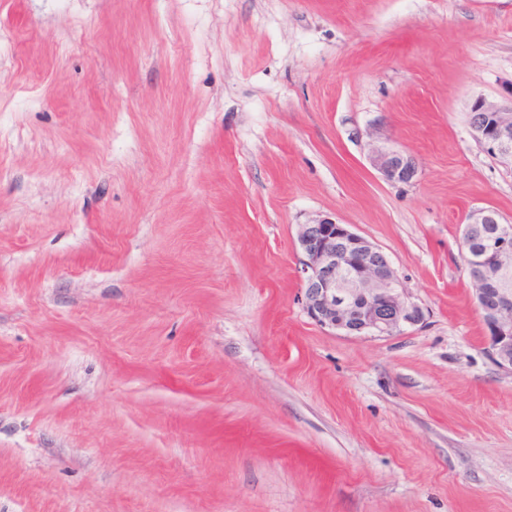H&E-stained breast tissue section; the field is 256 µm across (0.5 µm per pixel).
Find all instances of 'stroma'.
<instances>
[{"mask_svg":"<svg viewBox=\"0 0 512 512\" xmlns=\"http://www.w3.org/2000/svg\"><path fill=\"white\" fill-rule=\"evenodd\" d=\"M0 512H512L467 274L512 0H0ZM414 155L386 182L372 145ZM351 225L421 324L308 317Z\"/></svg>","mask_w":512,"mask_h":512,"instance_id":"35a3bbf8","label":"stroma"}]
</instances>
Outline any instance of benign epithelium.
<instances>
[{"label":"benign epithelium","mask_w":512,"mask_h":512,"mask_svg":"<svg viewBox=\"0 0 512 512\" xmlns=\"http://www.w3.org/2000/svg\"><path fill=\"white\" fill-rule=\"evenodd\" d=\"M470 128L483 149L512 158V107L504 109L482 98L470 108ZM370 161L390 183L410 184L420 172L412 155L373 145ZM466 235L479 237L480 248L467 252L465 263L494 363L512 374V225L496 212L470 214ZM297 242L306 273L304 307L322 327L354 336H392L424 319L422 308L409 301L388 256L350 225L330 217L301 224Z\"/></svg>","instance_id":"7a95c632"}]
</instances>
